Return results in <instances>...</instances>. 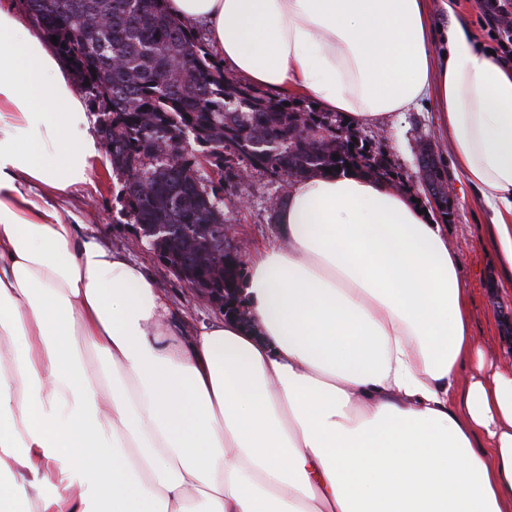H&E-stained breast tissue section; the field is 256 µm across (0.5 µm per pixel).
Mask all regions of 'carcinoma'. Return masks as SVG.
<instances>
[{
	"instance_id": "cac0c4a2",
	"label": "carcinoma",
	"mask_w": 512,
	"mask_h": 512,
	"mask_svg": "<svg viewBox=\"0 0 512 512\" xmlns=\"http://www.w3.org/2000/svg\"><path fill=\"white\" fill-rule=\"evenodd\" d=\"M22 6L99 114L98 138L123 177L131 220L153 239L167 228L155 250L181 265L185 283L240 290L244 262L224 235V190L241 178L229 155L288 185L337 166L394 181L387 154L342 120L229 76L166 0Z\"/></svg>"
}]
</instances>
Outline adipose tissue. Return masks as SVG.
I'll return each mask as SVG.
<instances>
[{
	"mask_svg": "<svg viewBox=\"0 0 512 512\" xmlns=\"http://www.w3.org/2000/svg\"><path fill=\"white\" fill-rule=\"evenodd\" d=\"M167 7L250 84L350 127L432 98L512 274V71L466 25L430 0ZM98 156L57 57L0 7V512H512V373L458 390L483 364L458 258L408 191L295 182L248 323L181 338L149 271L52 203Z\"/></svg>",
	"mask_w": 512,
	"mask_h": 512,
	"instance_id": "adipose-tissue-1",
	"label": "adipose tissue"
}]
</instances>
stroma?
Here are the masks:
<instances>
[{"label":"stroma","instance_id":"stroma-1","mask_svg":"<svg viewBox=\"0 0 512 512\" xmlns=\"http://www.w3.org/2000/svg\"><path fill=\"white\" fill-rule=\"evenodd\" d=\"M360 132L387 153L418 198L423 195L416 166L419 135H426L438 148L454 193L453 210L445 229L448 245L459 258L458 274L466 286L471 334L488 364L512 371V333L507 330V321L512 318V282L503 281L496 268L490 230L493 214L479 194L462 180L450 148L439 136L432 105L425 102L411 111L362 125ZM122 183L121 175L113 172L109 162L102 158L94 161L89 182L64 201V220L85 225L113 249L123 252L129 261L145 266L167 298L177 326L188 330L201 322L223 319V312L202 302L192 288L157 261L152 250L131 247L136 226L120 198ZM242 189L247 206L238 207L235 195L225 194L224 214L228 220L227 237L247 259L255 246L271 238L274 224L270 201L282 189L278 182L254 170L245 172Z\"/></svg>","mask_w":512,"mask_h":512}]
</instances>
